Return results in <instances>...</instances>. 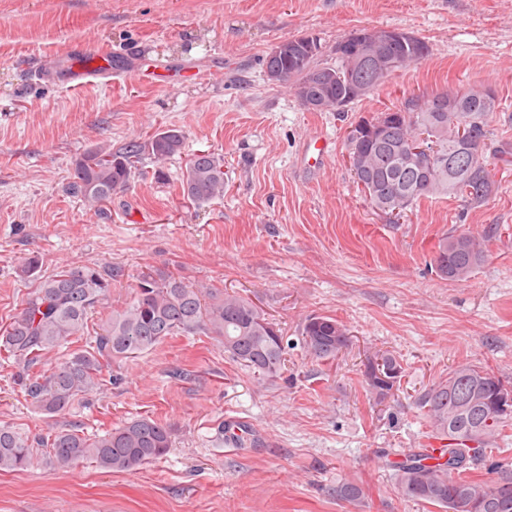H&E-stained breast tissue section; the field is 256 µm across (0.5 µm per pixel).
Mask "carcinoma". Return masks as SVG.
<instances>
[{"mask_svg": "<svg viewBox=\"0 0 512 512\" xmlns=\"http://www.w3.org/2000/svg\"><path fill=\"white\" fill-rule=\"evenodd\" d=\"M403 40L384 46L402 60L400 69L419 64L429 53L427 44L411 31ZM321 46L311 36L288 39L281 53L268 55L264 73L272 84H285L300 106L310 101L315 111L348 106L381 88L388 77L346 55L320 63ZM454 93L453 106L448 94ZM500 101L490 86L468 84L437 90L425 105L382 139H365L359 154L364 176L362 191L370 205L385 214H405L426 199L461 197L472 204L485 203L496 183L488 158L512 164V143L490 148L487 127L499 111ZM471 130L468 144L456 140L459 126ZM431 131V162L414 159L409 142L421 129ZM183 134L176 129L129 141L114 151L105 145L86 149L75 161L67 193L84 203L101 207L126 186L147 158L164 161L182 153ZM181 188L188 200L204 204L224 194V161L209 152L192 154L182 174ZM485 240L470 232L446 234L438 243L435 268L443 279L462 282L485 259ZM39 259L28 258L21 275L38 281L23 308L0 329V360L23 364L25 395L39 412L52 416L69 410L76 401L101 385L104 363L131 359L172 336H214L224 352L266 380L281 375L288 354V338L250 299L213 286L186 282L181 277L147 268L136 277L130 299L109 308L112 288L125 270L112 265L64 266L39 274ZM106 311L101 333L86 337L88 316ZM85 340L77 349L70 345ZM350 341L349 329L328 315L314 314L303 323L300 343L319 360H334ZM68 349L64 360L44 368L46 355ZM399 358L377 351L366 358L362 376L379 403L393 394L402 377ZM511 389L483 366L454 368L417 398L428 423L430 437L439 448H420L389 461L397 495L436 506L440 512H512V469L494 461L496 437L512 419V404L499 408L498 393ZM171 432L162 423L140 417L103 434L78 430L31 438L9 423H0V471L29 467L35 453L46 462L66 468L89 459L103 470L127 471L163 458L171 448ZM499 470L497 482L488 486L474 471L482 465ZM336 497L353 505L363 503L364 489L357 483L336 484Z\"/></svg>", "mask_w": 512, "mask_h": 512, "instance_id": "obj_1", "label": "carcinoma"}]
</instances>
